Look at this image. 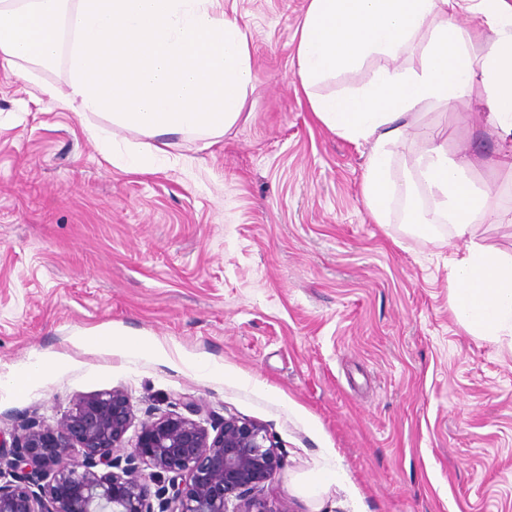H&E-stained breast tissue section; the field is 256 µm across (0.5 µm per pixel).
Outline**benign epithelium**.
Returning <instances> with one entry per match:
<instances>
[{
    "mask_svg": "<svg viewBox=\"0 0 512 512\" xmlns=\"http://www.w3.org/2000/svg\"><path fill=\"white\" fill-rule=\"evenodd\" d=\"M132 420L112 389L0 434V512H272L257 492L283 459L262 426L228 415L208 429L169 411L128 447Z\"/></svg>",
    "mask_w": 512,
    "mask_h": 512,
    "instance_id": "7a95c632",
    "label": "benign epithelium"
}]
</instances>
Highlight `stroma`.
<instances>
[{
  "mask_svg": "<svg viewBox=\"0 0 512 512\" xmlns=\"http://www.w3.org/2000/svg\"><path fill=\"white\" fill-rule=\"evenodd\" d=\"M308 2L224 0L252 41L245 107L223 135L170 137L146 171L124 163L141 132L41 94L65 88V60L25 78L0 66V379L54 357L0 389V432L113 388L139 423L191 396L276 437L273 512H350L355 497L365 512H512V343L455 320L448 260L465 242L449 224L414 228L398 197L387 223L371 218L369 145L325 127L294 88ZM426 40L315 92L419 69ZM416 112L415 135L390 147L393 183L417 179L426 131L467 146L493 211L474 237L512 254V171L491 166L484 92ZM113 325L167 358L77 336ZM185 357L224 372L187 370ZM332 463L353 494L299 491Z\"/></svg>",
  "mask_w": 512,
  "mask_h": 512,
  "instance_id": "1",
  "label": "stroma"
}]
</instances>
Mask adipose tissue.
I'll return each instance as SVG.
<instances>
[{
    "mask_svg": "<svg viewBox=\"0 0 512 512\" xmlns=\"http://www.w3.org/2000/svg\"><path fill=\"white\" fill-rule=\"evenodd\" d=\"M0 0V62L27 74L67 56L66 89L41 84L49 99L104 112L113 124L147 136L136 155L146 168L157 136L223 133L238 118L254 81L249 36L221 0ZM481 25L468 26L464 17ZM428 33L420 70L382 69L361 88L312 98L315 116L350 140L369 143L363 195L386 223L394 194L409 223L428 226L416 184L393 185L389 144L405 139L425 101L450 106L482 86L499 142L496 167L512 169V0H309L296 74L303 89L361 68L373 54L397 56ZM423 177L435 208L467 244L448 267V304L472 335L512 338V255L472 240L490 216L485 191L468 178L464 150L448 152L428 136Z\"/></svg>",
    "mask_w": 512,
    "mask_h": 512,
    "instance_id": "adipose-tissue-1",
    "label": "adipose tissue"
}]
</instances>
